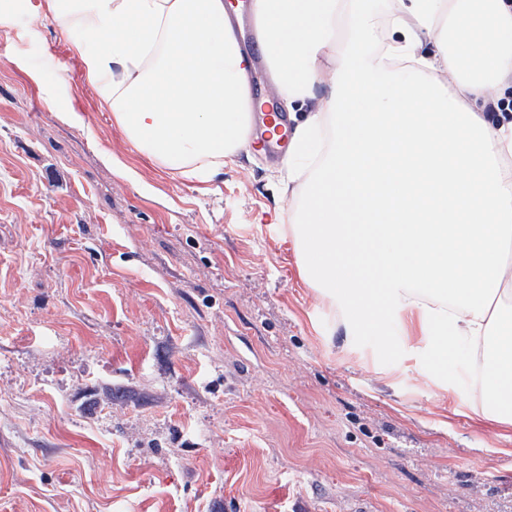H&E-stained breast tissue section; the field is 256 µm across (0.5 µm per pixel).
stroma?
I'll return each instance as SVG.
<instances>
[{
	"label": "stroma",
	"mask_w": 512,
	"mask_h": 512,
	"mask_svg": "<svg viewBox=\"0 0 512 512\" xmlns=\"http://www.w3.org/2000/svg\"><path fill=\"white\" fill-rule=\"evenodd\" d=\"M26 22L0 30V512H512L480 351L445 391L346 335L300 276L282 157L162 169ZM62 79L90 131L40 97Z\"/></svg>",
	"instance_id": "35a3bbf8"
}]
</instances>
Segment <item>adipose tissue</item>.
Wrapping results in <instances>:
<instances>
[{"mask_svg":"<svg viewBox=\"0 0 512 512\" xmlns=\"http://www.w3.org/2000/svg\"><path fill=\"white\" fill-rule=\"evenodd\" d=\"M280 107L301 275L424 384L479 345L478 419L512 426V0H249ZM228 0H38L142 154L205 182L253 140ZM432 50L421 54L423 41ZM329 93L310 106L316 85Z\"/></svg>","mask_w":512,"mask_h":512,"instance_id":"1","label":"adipose tissue"}]
</instances>
